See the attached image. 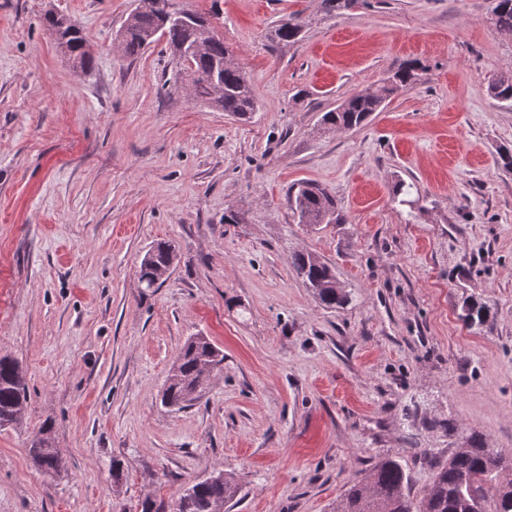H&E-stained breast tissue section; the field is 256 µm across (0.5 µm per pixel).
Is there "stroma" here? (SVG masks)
<instances>
[{
	"instance_id": "obj_1",
	"label": "stroma",
	"mask_w": 512,
	"mask_h": 512,
	"mask_svg": "<svg viewBox=\"0 0 512 512\" xmlns=\"http://www.w3.org/2000/svg\"><path fill=\"white\" fill-rule=\"evenodd\" d=\"M177 4L217 22L250 119L175 86L166 41L116 49L135 0H0V356L29 393L22 426L0 430V512H140L216 470L238 485L224 512H331L379 461L420 497L470 433L512 451V109L487 92L512 68V33L493 0H367L331 17L320 0ZM50 12L81 26L91 69L62 57ZM294 13L301 41L271 42ZM411 59L416 83L365 125L320 130ZM302 181L344 223H298ZM230 209L243 223H225ZM160 241L178 260L147 292L139 264ZM296 251L351 303L321 307ZM473 300L489 325L463 321ZM196 334L224 364L199 402L167 411L158 395ZM46 421L58 477L27 453Z\"/></svg>"
}]
</instances>
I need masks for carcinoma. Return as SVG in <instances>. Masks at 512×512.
<instances>
[{
	"label": "carcinoma",
	"mask_w": 512,
	"mask_h": 512,
	"mask_svg": "<svg viewBox=\"0 0 512 512\" xmlns=\"http://www.w3.org/2000/svg\"><path fill=\"white\" fill-rule=\"evenodd\" d=\"M145 6L131 13L123 22L118 40L129 57L140 55L160 38L172 47L176 61L175 83H184L182 62L186 56L197 75L194 81L195 98L221 112L246 119L256 111L253 89L243 71L227 63L229 50L224 41L204 37V32L185 29L167 21L160 0H143ZM362 0H321L324 14L335 16L354 9ZM494 24L497 30L512 33V0H496ZM300 14L275 25L271 40L295 44L302 34ZM70 58L82 69L90 68L92 57L82 30L67 40ZM417 63L409 62L391 76L349 96L335 109L325 112L320 125L326 129H353L361 126L378 111L386 99L415 79ZM219 77L224 94L211 96L210 76ZM490 97L512 108V68L497 75L488 84ZM289 200L301 224H343L345 219L336 209L335 199L311 183H302L289 192ZM177 261L172 245L160 242L147 251L140 264L139 283L147 290L158 287L160 271L168 270ZM295 274L312 288L316 299L328 309L349 302L348 294L336 286L332 269L314 255L295 252L289 258ZM489 307L470 302L466 306L465 322L483 326L488 322ZM224 354L209 340L189 337L177 354L161 391L162 406L181 410L198 400L207 389L205 364L217 368ZM28 384L19 362L8 356L0 357V428L16 427L22 423ZM51 423H44L29 440L28 454L38 470L56 475L63 471L62 456L55 448ZM238 487L234 479L214 471L184 489L168 509L162 501L146 498L141 512H214L217 505L231 500ZM336 512H512V454L486 446L481 435L474 433L463 448L456 449L445 463L437 464L430 488L418 499L411 495L410 477L396 460L376 464L360 482L351 485Z\"/></svg>",
	"instance_id": "1"
}]
</instances>
